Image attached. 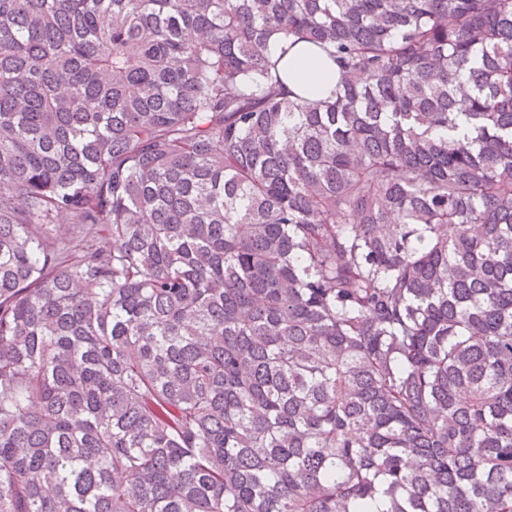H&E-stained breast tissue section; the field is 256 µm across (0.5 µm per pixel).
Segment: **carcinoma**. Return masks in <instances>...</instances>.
Returning a JSON list of instances; mask_svg holds the SVG:
<instances>
[{
	"label": "carcinoma",
	"instance_id": "cac0c4a2",
	"mask_svg": "<svg viewBox=\"0 0 512 512\" xmlns=\"http://www.w3.org/2000/svg\"><path fill=\"white\" fill-rule=\"evenodd\" d=\"M0 512H512V0H0ZM285 82L295 93L316 94L336 82V74L325 58L313 47L299 44L282 61Z\"/></svg>",
	"mask_w": 512,
	"mask_h": 512
}]
</instances>
